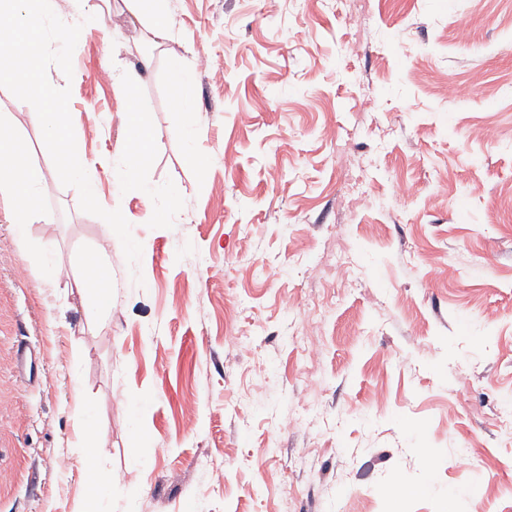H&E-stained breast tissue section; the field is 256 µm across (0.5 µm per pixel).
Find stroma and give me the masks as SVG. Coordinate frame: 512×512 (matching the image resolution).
<instances>
[{"label": "stroma", "instance_id": "stroma-1", "mask_svg": "<svg viewBox=\"0 0 512 512\" xmlns=\"http://www.w3.org/2000/svg\"><path fill=\"white\" fill-rule=\"evenodd\" d=\"M356 2L355 15L334 0H168L157 43L123 0H91L101 25L82 29L72 77L53 65L48 79L71 89L99 203L142 245L139 283L61 184L32 106L0 87L50 216L22 245L0 205V512H85L87 430L112 474L101 512H512L497 423L512 396V0ZM204 53L221 69L196 72L190 147L170 72ZM134 104L155 142L142 177L178 187L177 206L119 185ZM101 248L112 304L98 311L70 285ZM335 250L356 285L337 283ZM313 297L312 356L295 333ZM20 349L35 381L16 370Z\"/></svg>", "mask_w": 512, "mask_h": 512}]
</instances>
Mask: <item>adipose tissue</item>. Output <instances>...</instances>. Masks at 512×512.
Segmentation results:
<instances>
[{"label": "adipose tissue", "mask_w": 512, "mask_h": 512, "mask_svg": "<svg viewBox=\"0 0 512 512\" xmlns=\"http://www.w3.org/2000/svg\"><path fill=\"white\" fill-rule=\"evenodd\" d=\"M123 125V147L114 159V167L121 175V187L136 188L148 197L161 193L169 202H177L180 196L177 188L160 191L139 178L153 154L152 131L144 112L138 106H131L123 116ZM44 182L43 171L29 157L25 141L15 133L9 120L0 117V202L14 215V234L18 241H26L29 224L43 216ZM75 286L98 307L111 306L112 278L98 260H89L76 270Z\"/></svg>", "instance_id": "1"}]
</instances>
